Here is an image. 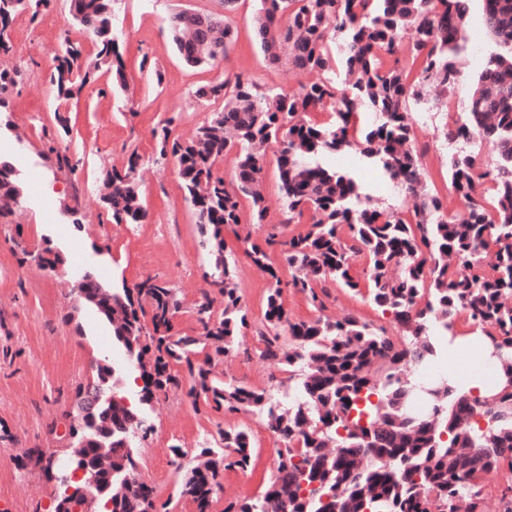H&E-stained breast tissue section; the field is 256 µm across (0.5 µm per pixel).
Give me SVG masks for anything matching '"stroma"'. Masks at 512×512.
I'll list each match as a JSON object with an SVG mask.
<instances>
[{
	"label": "stroma",
	"instance_id": "obj_1",
	"mask_svg": "<svg viewBox=\"0 0 512 512\" xmlns=\"http://www.w3.org/2000/svg\"><path fill=\"white\" fill-rule=\"evenodd\" d=\"M191 7L215 13L225 11L221 0H121L114 31L124 41L126 91L113 92L112 74L102 70L80 98L71 100L67 115L70 133H63L54 117V95L49 74L66 19L65 0H53L37 23L17 16L10 30L13 52L10 66L25 75L11 91L10 124L0 129L1 156L13 162L32 180L31 194L16 216L0 219V428L9 433L0 440V512H54L56 488L34 466L21 459L34 450L51 449L65 454L61 434L68 428L63 412L72 410L79 387L95 374L97 362L112 358V328L98 311L81 302L76 284L84 272L104 283L135 284L157 277L176 288L182 310L174 319L176 330L192 331L197 324L190 308L210 269L202 251L198 227L193 223L173 159L157 157L154 129L171 121L172 134L190 138L211 109L194 97V90L212 82L221 72L252 75L266 89L293 91L315 81V74L269 64L252 36L254 0H238L229 12L239 38L218 67L187 68L177 57L167 33L168 16ZM161 71L154 82L141 71L142 58ZM440 109L435 124L413 128L412 136L423 146L421 165L432 192L448 213L462 209V201L448 183L449 145L443 126L459 118L463 103L450 101L447 91L436 90ZM83 161L76 173L58 169L49 147ZM142 159L140 189L147 218L139 224L111 223L101 197L107 169L121 168L130 153ZM345 174L360 186L373 206L394 207L411 219L414 201L386 194L390 178L380 164L358 156ZM262 193L267 222L251 223L248 200L240 202L241 223L237 234L227 235V248L236 262V288L252 324L264 314L266 277L244 253L241 235L260 242L282 219L276 155L267 151ZM78 207L82 224L70 223L66 211ZM50 243L64 259L57 271L47 272L20 265L15 249ZM326 312L340 319L353 316L384 328L389 335L403 333L393 315L382 312L370 299L337 288L326 300ZM220 377L262 389L287 383L283 367L242 354L225 358ZM56 434H49V424ZM153 432L140 451V470L170 512H195L186 499L174 496L176 475L173 445L194 450L218 428H245L252 435L254 462L248 470L229 469L220 475L222 492L211 512H224L227 502L252 498L263 489L274 466V450L280 440L256 416L195 410L186 388L160 397L152 413Z\"/></svg>",
	"mask_w": 512,
	"mask_h": 512
}]
</instances>
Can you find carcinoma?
<instances>
[{"mask_svg": "<svg viewBox=\"0 0 512 512\" xmlns=\"http://www.w3.org/2000/svg\"><path fill=\"white\" fill-rule=\"evenodd\" d=\"M52 0H0V57L12 53L9 30L21 14L36 21ZM118 0H69L49 81L55 118L67 129L68 102L112 72L124 87L123 51L114 33ZM469 0H258L254 37L269 63L315 72L319 78L292 93L264 90L250 76L227 75L196 90V97L222 101L187 140L170 138L171 121L154 131L159 157L172 156L202 246L210 262L208 287L190 312L199 333L175 330L182 309L176 289L148 278L132 287L103 286L90 275L82 298L112 326V341L144 381L140 406L115 398L121 384L108 366L96 365L94 387L102 402L92 413L78 408L70 419V448L81 464L95 469L102 449L112 454V470L97 473L86 493L71 499L58 486L56 512L75 501L78 512H162L152 487L143 481L139 449L153 430L150 404L189 380L219 411L260 418L280 436L283 447L270 479L255 498L230 501L224 512H456L470 500L477 512L481 480L491 472L512 473V0H487L485 33L494 45L476 74L465 107L467 120L444 128L453 144L467 134L471 143L451 156L450 186L464 208L450 214L441 199L425 190L420 151L411 135L412 110L427 103L426 88L459 79L457 59L467 40ZM203 31L192 10L168 18V31L182 62L193 68L224 59L237 40L225 17ZM412 34L418 64L414 80L397 54V35ZM349 80L336 85L337 68ZM23 70H0V117ZM378 115L357 136L359 110ZM330 114L325 125L308 113ZM277 149V175L286 218L264 245L248 244L252 265L268 275L265 311L253 327L237 294L235 261L224 253V229L240 224V199H251V220L263 224L266 206L258 186L264 175L261 148ZM495 156L482 167L484 148ZM360 149L375 159L415 199L413 218L392 208L362 205L347 176L315 158ZM234 156V176L226 184L217 161ZM140 156L130 154L122 169L106 172L112 191L104 208L114 224H140L146 216L137 185ZM493 197L479 200L485 182ZM0 217L23 208L20 181L12 164L0 160ZM291 224H304L299 232ZM279 251L289 277L283 278L270 253ZM20 261L41 270L56 268L59 254L49 247H19ZM365 261L364 279L353 274V259ZM367 292L383 311L401 318L405 334L396 339L356 317L324 314L331 288ZM305 296L315 315L292 320L284 289ZM224 297L212 310L211 294ZM463 316L481 329L496 352L502 373L492 397L457 393L448 382L428 390L429 413L406 408L413 390L408 369L435 352L430 333L441 323L453 330ZM253 329L255 354L288 366V381L301 397L286 403L279 389L256 390L222 380L215 367L240 351L239 337ZM178 497L210 512L218 477L226 469L245 470L254 447L248 431L224 428L213 445L189 456L173 446Z\"/></svg>", "mask_w": 512, "mask_h": 512, "instance_id": "carcinoma-1", "label": "carcinoma"}]
</instances>
